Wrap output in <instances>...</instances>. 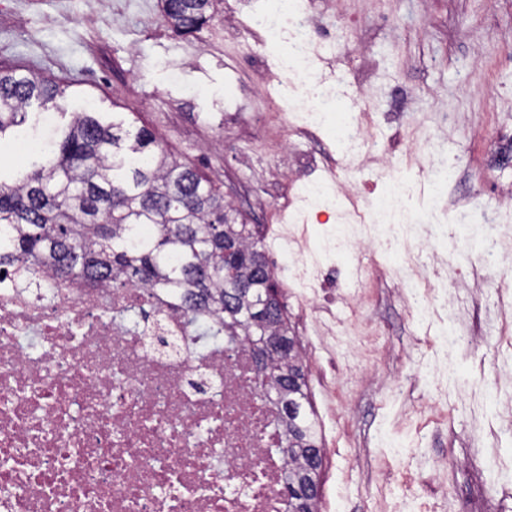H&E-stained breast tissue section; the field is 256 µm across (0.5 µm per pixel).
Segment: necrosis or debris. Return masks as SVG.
<instances>
[{
    "label": "necrosis or debris",
    "mask_w": 512,
    "mask_h": 512,
    "mask_svg": "<svg viewBox=\"0 0 512 512\" xmlns=\"http://www.w3.org/2000/svg\"><path fill=\"white\" fill-rule=\"evenodd\" d=\"M279 45L281 114L324 112L307 0L248 13ZM247 345L200 344L169 299L50 275L0 278V512H286L275 410Z\"/></svg>",
    "instance_id": "1"
}]
</instances>
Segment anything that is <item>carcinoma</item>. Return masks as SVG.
Masks as SVG:
<instances>
[{
    "mask_svg": "<svg viewBox=\"0 0 512 512\" xmlns=\"http://www.w3.org/2000/svg\"><path fill=\"white\" fill-rule=\"evenodd\" d=\"M218 0H160L164 20L193 34L214 18ZM65 89L39 73L0 69V136L20 126L35 101L61 108ZM235 252L226 256L224 248ZM14 268L25 289L38 272L60 283L143 289L176 300L174 310L206 317L251 349L263 336L280 352L264 360L261 386L276 409L278 435L291 449L282 483L305 478L306 449L319 446L307 413V381L298 352H289L284 308L265 313L276 287L258 230L239 219L224 193L180 162L146 126L117 114L102 123L75 112L55 148L29 172L0 174V267ZM236 293L232 309L226 291Z\"/></svg>",
    "mask_w": 512,
    "mask_h": 512,
    "instance_id": "1",
    "label": "carcinoma"
}]
</instances>
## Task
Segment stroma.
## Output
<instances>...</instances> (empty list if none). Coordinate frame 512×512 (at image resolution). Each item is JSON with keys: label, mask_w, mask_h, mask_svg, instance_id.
<instances>
[{"label": "stroma", "mask_w": 512, "mask_h": 512, "mask_svg": "<svg viewBox=\"0 0 512 512\" xmlns=\"http://www.w3.org/2000/svg\"><path fill=\"white\" fill-rule=\"evenodd\" d=\"M310 2L315 25L331 35L324 95L344 112L356 107L353 93H368L363 127L411 184L407 236L397 243L370 222L387 193L380 164L338 172L354 187L359 215L347 230L370 238L372 275L350 280L354 254L327 246L335 213L302 205L304 185L335 170L333 123L305 157L286 151L290 131L269 101L277 49L250 62L229 25L242 4L269 12L272 0H219L214 19L191 35L167 28L158 0H0V68L30 69L66 90L61 109L31 105L26 124L0 138V168L22 170L21 137L64 131L73 113L105 121L138 113L261 229L306 367L323 457L320 512H380L381 486L410 489V512H512V483L483 500L487 458L512 462V276L458 256V239L479 240L483 228L453 221L472 205L495 209L512 237V198L503 194L512 168H495L491 148L495 133L512 134V0ZM437 158L456 177L432 224H417L429 204L419 165ZM435 224L441 258L417 286L455 284L468 295L454 318L440 311L422 327L399 295ZM298 261L322 280L315 302L288 274ZM443 327L476 342L443 352Z\"/></svg>", "instance_id": "1"}]
</instances>
